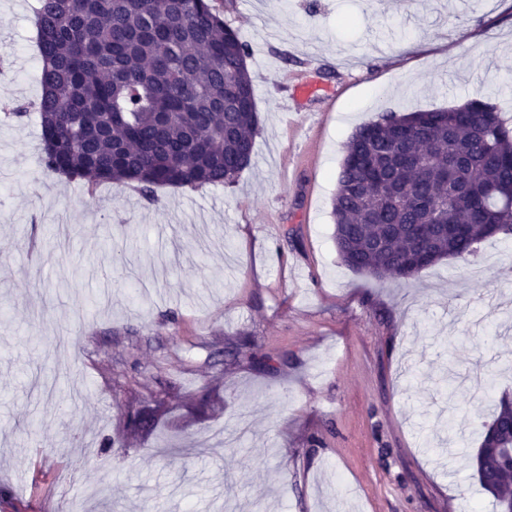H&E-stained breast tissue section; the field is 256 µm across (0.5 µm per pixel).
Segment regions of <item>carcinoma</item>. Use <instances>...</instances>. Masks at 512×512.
<instances>
[{
  "label": "carcinoma",
  "instance_id": "1",
  "mask_svg": "<svg viewBox=\"0 0 512 512\" xmlns=\"http://www.w3.org/2000/svg\"><path fill=\"white\" fill-rule=\"evenodd\" d=\"M43 168L69 181L231 186L259 127L249 47L212 0H37ZM342 262L408 281L512 238V129L482 100L380 113L349 139L332 200ZM473 466L512 503V400L496 403Z\"/></svg>",
  "mask_w": 512,
  "mask_h": 512
}]
</instances>
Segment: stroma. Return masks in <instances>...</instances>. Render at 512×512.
Segmentation results:
<instances>
[{"label":"stroma","mask_w":512,"mask_h":512,"mask_svg":"<svg viewBox=\"0 0 512 512\" xmlns=\"http://www.w3.org/2000/svg\"><path fill=\"white\" fill-rule=\"evenodd\" d=\"M33 2L0 0V512H495L465 457L512 395V238L382 283L331 202L378 113L512 118V0H214L253 162L153 203L41 165Z\"/></svg>","instance_id":"stroma-1"}]
</instances>
